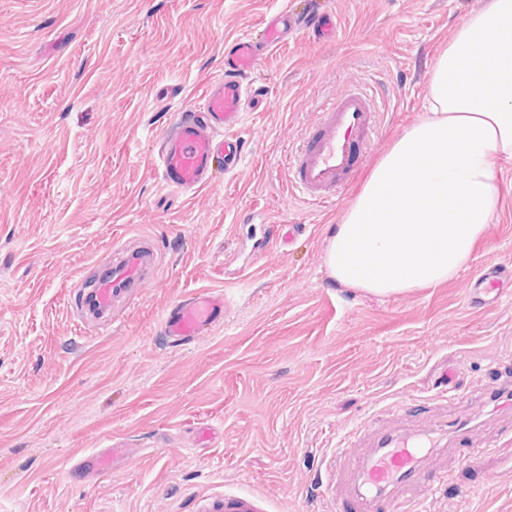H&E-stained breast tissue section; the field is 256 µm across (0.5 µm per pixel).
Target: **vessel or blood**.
I'll return each mask as SVG.
<instances>
[{
  "instance_id": "1",
  "label": "vessel or blood",
  "mask_w": 512,
  "mask_h": 512,
  "mask_svg": "<svg viewBox=\"0 0 512 512\" xmlns=\"http://www.w3.org/2000/svg\"><path fill=\"white\" fill-rule=\"evenodd\" d=\"M304 29L323 37L336 33L334 14L301 17L288 12L270 16L262 41L239 37L224 46V72L213 80L194 106L171 122L157 144L162 183L178 192H194L211 182L216 161L225 171L239 164L243 144L234 131L249 98L243 79L257 57L279 45L287 34ZM379 107L360 87L348 89L321 112L319 120L292 148L285 162L288 185L304 199H334L365 166L367 144L378 128ZM149 253L120 249L112 265L94 280L89 306L105 313L121 294L129 292L152 266ZM500 268L475 275L469 300L482 309L489 294L498 293ZM224 321L223 294L200 290L174 301L165 311L160 334L185 344ZM482 407L512 414V384L490 388ZM470 424L443 420L413 429H387L378 420L361 424L336 449V466L328 480L336 487V512H413L448 475L437 467L448 445L465 446Z\"/></svg>"
}]
</instances>
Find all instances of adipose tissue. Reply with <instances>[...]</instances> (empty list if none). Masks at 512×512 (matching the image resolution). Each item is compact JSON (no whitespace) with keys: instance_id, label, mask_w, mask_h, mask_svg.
<instances>
[{"instance_id":"1","label":"adipose tissue","mask_w":512,"mask_h":512,"mask_svg":"<svg viewBox=\"0 0 512 512\" xmlns=\"http://www.w3.org/2000/svg\"><path fill=\"white\" fill-rule=\"evenodd\" d=\"M427 112L372 167L328 238L339 284L387 297L453 278L500 200L512 162V0H485L430 73Z\"/></svg>"}]
</instances>
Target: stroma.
I'll return each instance as SVG.
<instances>
[{"label": "stroma", "instance_id": "1", "mask_svg": "<svg viewBox=\"0 0 512 512\" xmlns=\"http://www.w3.org/2000/svg\"><path fill=\"white\" fill-rule=\"evenodd\" d=\"M483 0H0V512H336L325 470L354 428L393 405L471 419L512 379V288L483 309L477 271L512 270V163L500 205L448 282L375 297L330 279V232L359 183L311 202L282 160L348 87L386 102L379 159L425 113L429 75ZM336 16V36L297 33L262 54L236 129V174L165 188L155 143L224 68V42L283 10ZM296 224L267 248L269 226ZM150 238L159 272L115 307L107 331L75 313L114 247ZM224 291V322L185 345L159 335L194 290ZM140 453L109 476L71 467L111 440ZM471 459L449 448L448 481L421 512H512V441L477 425Z\"/></svg>", "mask_w": 512, "mask_h": 512}]
</instances>
